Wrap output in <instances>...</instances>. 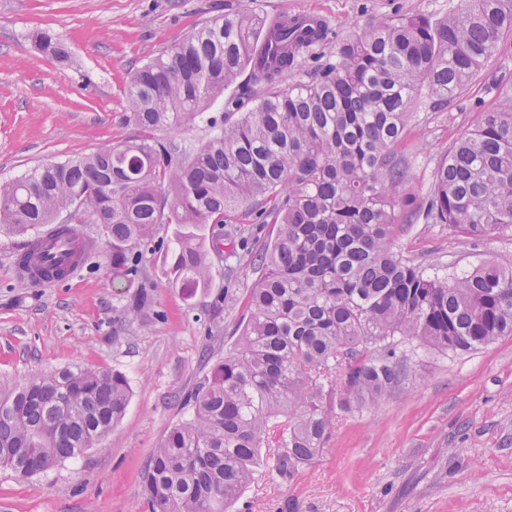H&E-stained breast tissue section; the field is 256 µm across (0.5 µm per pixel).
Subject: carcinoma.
Here are the masks:
<instances>
[{
  "mask_svg": "<svg viewBox=\"0 0 512 512\" xmlns=\"http://www.w3.org/2000/svg\"><path fill=\"white\" fill-rule=\"evenodd\" d=\"M512 36V0H460L447 17H370L307 79L282 84L324 35L286 18L264 28L237 12L199 24L128 82V120L146 136L0 182V227L35 235L82 202L112 244V276L137 272L157 224H276L256 255L263 277L233 348L193 392L143 471L150 512H226L253 480L262 449L292 482L323 451L330 414L402 386L416 349L464 354L512 334V267L463 275L395 250L402 221L446 224L468 239L512 234V94L499 91L439 162L424 202L402 195L398 146L425 94L449 103ZM41 50L67 53L48 35ZM262 86L234 119L204 116L245 69ZM196 149L152 136L196 118ZM208 250L175 253L181 287L210 281ZM126 378L64 367L0 387V467L46 471L98 445L123 415ZM285 421H280V418Z\"/></svg>",
  "mask_w": 512,
  "mask_h": 512,
  "instance_id": "1",
  "label": "carcinoma"
}]
</instances>
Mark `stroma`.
Masks as SVG:
<instances>
[{
	"label": "stroma",
	"mask_w": 512,
	"mask_h": 512,
	"mask_svg": "<svg viewBox=\"0 0 512 512\" xmlns=\"http://www.w3.org/2000/svg\"><path fill=\"white\" fill-rule=\"evenodd\" d=\"M459 0H0V180L141 137L127 117L131 72L205 20L245 11L264 22L305 12L336 35L365 17H445ZM48 34L66 59L42 53ZM512 91V45L456 100L422 99L402 146V194L424 200L434 170L473 122L486 87ZM76 230L94 248L67 279L43 288L17 280L25 237L0 232V381L68 365L122 374L130 397L102 443L77 459L21 477L0 468V512H148L140 477L151 452L189 409L191 392L240 334L261 279L241 238L263 247L274 224L206 225L207 292L174 283L181 231L159 224L137 273L112 280L100 225ZM395 248L415 263L456 273L479 262L512 266V236L465 239L444 224L404 223ZM234 512H512V335L463 354L414 356L402 387L363 410L337 413L322 455L292 483L259 467Z\"/></svg>",
	"instance_id": "35a3bbf8"
}]
</instances>
